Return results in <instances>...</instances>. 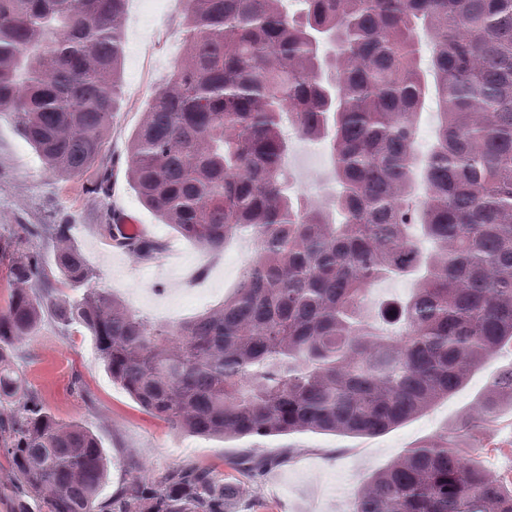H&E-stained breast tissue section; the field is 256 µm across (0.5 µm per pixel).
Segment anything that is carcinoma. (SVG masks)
Listing matches in <instances>:
<instances>
[{
  "label": "carcinoma",
  "instance_id": "obj_1",
  "mask_svg": "<svg viewBox=\"0 0 512 512\" xmlns=\"http://www.w3.org/2000/svg\"><path fill=\"white\" fill-rule=\"evenodd\" d=\"M184 61L130 137L142 203L210 252L252 229L255 257L236 293L175 325H155L92 283L65 242L51 287L20 225L13 292L0 312V451L47 512H224L192 466L122 510L93 503L106 478L98 439L62 423L27 388L12 354L42 311L86 329L112 382L173 430L232 439L322 432L370 437L464 387L512 341V0H186ZM125 0H0V112L63 179L108 192L100 171L123 56ZM429 34L428 85L418 28ZM439 117L414 205L412 146L428 94ZM296 134L324 142L339 186L324 202L286 192ZM432 243L426 253L420 240ZM127 246L148 257L161 244ZM416 275L388 328L365 297ZM512 404V368L459 428ZM357 512H512L508 489L473 447L408 449L358 492Z\"/></svg>",
  "mask_w": 512,
  "mask_h": 512
}]
</instances>
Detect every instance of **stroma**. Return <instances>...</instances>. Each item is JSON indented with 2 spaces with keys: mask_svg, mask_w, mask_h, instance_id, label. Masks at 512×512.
<instances>
[{
  "mask_svg": "<svg viewBox=\"0 0 512 512\" xmlns=\"http://www.w3.org/2000/svg\"><path fill=\"white\" fill-rule=\"evenodd\" d=\"M185 0H127L116 106L107 132L111 155L109 196L86 193L82 180L62 181L0 114V242L14 240L19 225L35 227L27 250L54 267L58 245L39 234L43 224H66L69 243L96 276L137 315L171 324L218 307L238 287L255 249L250 232L231 237L222 252L200 249L163 224L141 202L128 177L130 136L153 91L164 84L184 55ZM289 193L310 201L331 192L332 164L326 144L292 138L285 161ZM134 217L162 251L143 259L109 238L110 214ZM14 360L45 407L63 423H78L99 440L108 477L98 501L121 500L136 481L158 482L192 464L208 471L224 492V512H356L368 477L407 449L442 439L478 448L495 474L512 467V409L503 408L480 430L459 432L454 424L474 413L498 372L512 365L504 345L462 389L406 424L372 437L300 432L220 440L179 433L148 413L112 382L88 332L61 327L43 313L31 338L18 344ZM264 459L260 472L235 469V459Z\"/></svg>",
  "mask_w": 512,
  "mask_h": 512,
  "instance_id": "obj_1",
  "label": "stroma"
}]
</instances>
